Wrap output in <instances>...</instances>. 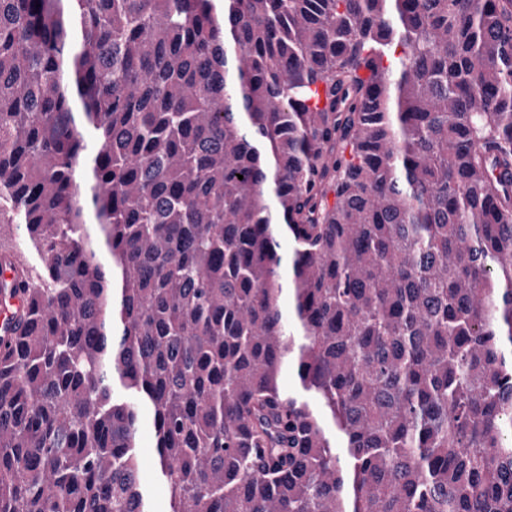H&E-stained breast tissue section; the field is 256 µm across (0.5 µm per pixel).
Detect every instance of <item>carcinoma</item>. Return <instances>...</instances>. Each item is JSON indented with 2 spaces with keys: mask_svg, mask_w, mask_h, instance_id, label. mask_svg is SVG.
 <instances>
[{
  "mask_svg": "<svg viewBox=\"0 0 512 512\" xmlns=\"http://www.w3.org/2000/svg\"><path fill=\"white\" fill-rule=\"evenodd\" d=\"M223 2L0 0V512H512V0ZM139 448L137 452L139 455L141 472L143 479L146 481L150 500L152 502L153 510L162 512L168 508V493L164 487L159 485L156 469H157V450L156 439L151 426L146 423L141 432L139 439Z\"/></svg>",
  "mask_w": 512,
  "mask_h": 512,
  "instance_id": "cac0c4a2",
  "label": "carcinoma"
}]
</instances>
